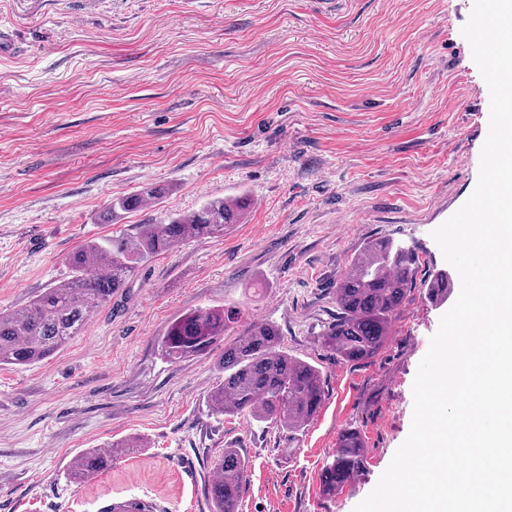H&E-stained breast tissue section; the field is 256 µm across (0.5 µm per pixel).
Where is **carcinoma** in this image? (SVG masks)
<instances>
[{
    "label": "carcinoma",
    "instance_id": "1",
    "mask_svg": "<svg viewBox=\"0 0 512 512\" xmlns=\"http://www.w3.org/2000/svg\"><path fill=\"white\" fill-rule=\"evenodd\" d=\"M165 187L147 184L129 196L115 198L105 219L157 203ZM250 205L240 195L212 198L189 214L168 216L161 224H141L133 235L90 240L66 259L69 277L11 312H0V367L31 366L51 357L79 335L89 318L127 287L144 264L187 240L222 237ZM417 252L390 239L368 242L351 260L336 284L338 316L323 334V344L345 363L373 359L391 336L395 317L411 292L420 288L434 306L448 302L453 279L445 270L416 284ZM239 312L228 308H198L173 319L160 341L163 355L175 362L208 353L222 338ZM224 381L210 398L224 415L244 414L258 423L279 424L295 433L321 409L324 382L310 363L288 355L280 329L270 322H253L242 336L224 347ZM112 457L89 448L73 463V475L82 479L107 468ZM367 448L361 432L344 429L336 450L322 470L323 494H338L366 469ZM248 462L235 448L224 449L211 483L212 512H239L247 488Z\"/></svg>",
    "mask_w": 512,
    "mask_h": 512
}]
</instances>
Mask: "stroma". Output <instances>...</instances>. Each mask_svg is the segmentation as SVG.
I'll return each instance as SVG.
<instances>
[{
  "mask_svg": "<svg viewBox=\"0 0 512 512\" xmlns=\"http://www.w3.org/2000/svg\"><path fill=\"white\" fill-rule=\"evenodd\" d=\"M474 0H0V310L64 279L66 256L214 197L242 223L140 268L47 360L0 368V512H101L139 497L211 512L225 449L248 461L239 512H353L408 435L412 385L444 307L412 292L384 349L340 362L322 343L336 284L367 242L417 247V281L447 268L433 230L471 196L490 93L462 28ZM160 183L158 204L103 221ZM239 310L205 355L167 360L170 322ZM274 323L316 366L325 400L295 433L217 414L224 347ZM348 427L366 472L330 498L321 468ZM74 479L90 448L128 438ZM165 193V187L157 184H147L129 196L115 198L110 203L106 214L107 223L112 224L113 221L120 217V212H127L136 208H140L145 204L158 203ZM112 457L98 448H90L80 454L73 463L72 472L75 478L82 479L107 468Z\"/></svg>",
  "mask_w": 512,
  "mask_h": 512,
  "instance_id": "35a3bbf8",
  "label": "stroma"
}]
</instances>
